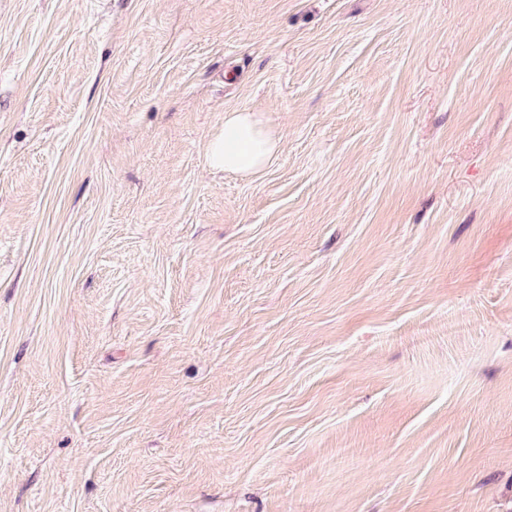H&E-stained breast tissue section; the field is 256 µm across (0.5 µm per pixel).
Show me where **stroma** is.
Masks as SVG:
<instances>
[{
  "label": "stroma",
  "mask_w": 512,
  "mask_h": 512,
  "mask_svg": "<svg viewBox=\"0 0 512 512\" xmlns=\"http://www.w3.org/2000/svg\"><path fill=\"white\" fill-rule=\"evenodd\" d=\"M0 512H512V0H0ZM280 140L262 118L249 110L225 112L224 129L209 144L212 167L241 175H256L273 158Z\"/></svg>",
  "instance_id": "stroma-1"
}]
</instances>
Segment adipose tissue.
Wrapping results in <instances>:
<instances>
[{"instance_id": "1", "label": "adipose tissue", "mask_w": 512, "mask_h": 512, "mask_svg": "<svg viewBox=\"0 0 512 512\" xmlns=\"http://www.w3.org/2000/svg\"><path fill=\"white\" fill-rule=\"evenodd\" d=\"M280 147V140L262 118L249 110L224 115V128L208 148L212 167L241 175L261 172Z\"/></svg>"}]
</instances>
